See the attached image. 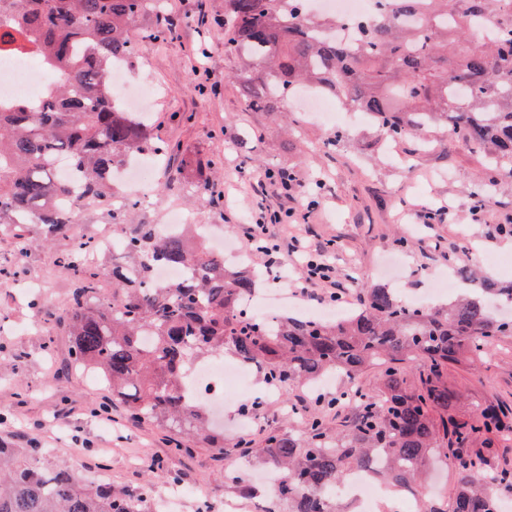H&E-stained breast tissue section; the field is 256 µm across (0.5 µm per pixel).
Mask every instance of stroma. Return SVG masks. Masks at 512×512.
<instances>
[{
	"label": "stroma",
	"instance_id": "35a3bbf8",
	"mask_svg": "<svg viewBox=\"0 0 512 512\" xmlns=\"http://www.w3.org/2000/svg\"><path fill=\"white\" fill-rule=\"evenodd\" d=\"M181 18L175 33L156 35L152 16L132 24L136 51L129 68L153 94L148 104L155 140L167 153L154 176L160 191L136 207V224H164L184 210L195 223L223 225L235 234L248 223L252 181L269 167L294 173V205L308 212L307 225L279 224L286 238L311 228L321 241H335L332 261L339 280L357 278L345 308L359 306L373 271L386 256L406 258L401 296L421 292L432 275L465 266L485 277L512 279V269L481 266L479 252L512 255V237L493 233L512 219V170L488 165L481 153L463 151L452 137L435 131L429 148L403 164L368 121L348 131L338 149L326 142L335 127L310 120L292 98L280 106V126L251 110L233 74L235 57L226 50L224 0H170ZM445 208L442 220L427 224L423 206ZM100 208L85 209L70 235L19 251L12 228L0 224V441L13 448H45V466L65 464L81 480L102 478L113 489L150 484L154 501L180 494L178 512H254L255 501L238 495L235 484L249 469L235 455L239 434L224 427L223 448L190 440L179 451L166 429L131 420L94 372L70 362L71 341L59 317L73 284L60 267L74 237L92 238L108 222ZM453 388L467 394L460 416L479 405L512 409V339L497 343L482 364L462 362L449 374ZM303 385L269 399L261 427L284 431L326 415L329 429L342 427L352 412L324 414Z\"/></svg>",
	"mask_w": 512,
	"mask_h": 512
}]
</instances>
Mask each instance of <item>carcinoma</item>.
Wrapping results in <instances>:
<instances>
[{"label":"carcinoma","instance_id":"carcinoma-1","mask_svg":"<svg viewBox=\"0 0 512 512\" xmlns=\"http://www.w3.org/2000/svg\"><path fill=\"white\" fill-rule=\"evenodd\" d=\"M304 2L224 0L233 28L229 50L245 60L237 79L252 110L279 117L283 97L305 82L368 115L387 140H411L420 151L424 134L444 126L489 165H512V13L491 28L489 46L474 51L464 42L476 23L498 16V0H381L355 47L325 39L332 20L309 14ZM149 11V0H0V45L21 39L62 76L38 106L0 104V224L14 225L18 243L30 244L31 227L49 241L77 223L78 212L60 204L69 186L54 180L53 159H68L82 176L87 204L103 205L113 173L153 148L147 120L122 108L108 81L112 65L133 53L129 27ZM130 214L129 206L108 211L123 253L109 273L72 251L61 267L74 284L62 318L72 360L97 371L132 419L178 435L203 434L206 407L182 399L185 370L201 357L230 352L277 388L332 371L357 385L347 401L353 419L334 434L317 417L296 435L269 429L258 442H237L281 472L273 499L287 502L289 512H343L335 502L320 506L319 491L378 453L383 476L404 486L421 482L424 464L438 453H457L452 509L433 504L425 512H488L496 489L512 487V470L490 477L480 465L500 436L512 434V420L491 406L458 417L454 406L463 394L448 385L452 367L512 338V317L492 311L494 302L512 299V282L458 269L477 291L444 307L409 306L377 285L338 320L296 315L270 329L240 308L257 277L224 268L190 227L164 237L155 224L129 223ZM159 267H187L193 281L155 288ZM107 275L110 297L101 291ZM374 365L381 367L377 395L361 384ZM45 454L0 444V512H145L149 486L127 492L82 482L64 465L40 466Z\"/></svg>","mask_w":512,"mask_h":512}]
</instances>
